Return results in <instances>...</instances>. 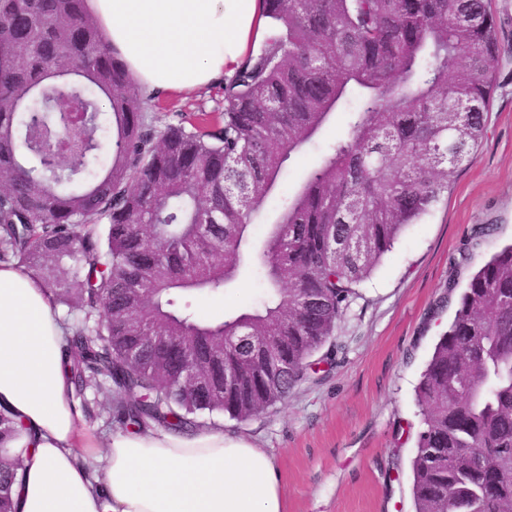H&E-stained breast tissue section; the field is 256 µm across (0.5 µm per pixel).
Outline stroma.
<instances>
[{"label":"stroma","instance_id":"35a3bbf8","mask_svg":"<svg viewBox=\"0 0 512 512\" xmlns=\"http://www.w3.org/2000/svg\"><path fill=\"white\" fill-rule=\"evenodd\" d=\"M501 54L486 131L447 195L410 225L359 290L325 356L285 402L245 421L201 415L202 429L243 436L280 473L286 512H414L411 460L421 424L415 390L434 345L472 275L512 242V0H491ZM160 124L220 113L224 86L150 101ZM335 113L301 154L284 164L279 196L255 215L260 243L281 197L292 192L345 124ZM478 224L496 234L475 241ZM266 284L249 268L226 288L192 298L201 314L223 319L260 304Z\"/></svg>","mask_w":512,"mask_h":512}]
</instances>
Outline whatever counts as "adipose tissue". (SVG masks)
I'll use <instances>...</instances> for the list:
<instances>
[{"label":"adipose tissue","instance_id":"ef3b65f1","mask_svg":"<svg viewBox=\"0 0 512 512\" xmlns=\"http://www.w3.org/2000/svg\"><path fill=\"white\" fill-rule=\"evenodd\" d=\"M108 49L138 85L190 94L235 75L273 33L262 0H86ZM51 293L0 265V406L35 436L14 512H284L271 457L220 430L78 428ZM100 465L102 491L88 468Z\"/></svg>","mask_w":512,"mask_h":512}]
</instances>
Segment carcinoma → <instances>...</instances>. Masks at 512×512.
Segmentation results:
<instances>
[{"instance_id":"1","label":"carcinoma","mask_w":512,"mask_h":512,"mask_svg":"<svg viewBox=\"0 0 512 512\" xmlns=\"http://www.w3.org/2000/svg\"><path fill=\"white\" fill-rule=\"evenodd\" d=\"M262 2L277 34L224 87L222 122L159 127L85 0H0V264L83 313L62 350L72 398L108 396L125 428L191 433L200 413L247 420L283 401L484 133L500 54L486 0ZM352 97L344 133L248 250L284 163ZM104 131L110 161L86 176ZM247 265L267 285L259 306L193 310L189 295ZM244 334L280 337L284 369L226 390L224 371L262 368ZM416 397L415 512H512V244L469 281ZM29 435L0 410V512Z\"/></svg>"}]
</instances>
